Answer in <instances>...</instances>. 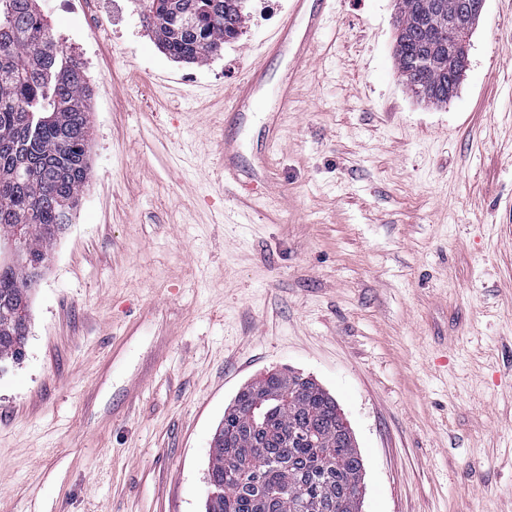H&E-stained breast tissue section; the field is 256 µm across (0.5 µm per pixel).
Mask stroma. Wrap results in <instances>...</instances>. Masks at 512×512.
Segmentation results:
<instances>
[{
    "label": "stroma",
    "instance_id": "stroma-1",
    "mask_svg": "<svg viewBox=\"0 0 512 512\" xmlns=\"http://www.w3.org/2000/svg\"><path fill=\"white\" fill-rule=\"evenodd\" d=\"M290 2L244 0L190 64L146 0H95L107 29L40 0L90 65L91 169L0 373V512H204L212 435L270 370L335 397L361 512H512V0H486L447 104L401 81L395 0H335L283 120L286 54L225 123ZM266 79L265 62L255 61L248 67L234 92L226 98V102L232 103L231 112L235 120H243L249 112L255 111L259 103L256 91Z\"/></svg>",
    "mask_w": 512,
    "mask_h": 512
}]
</instances>
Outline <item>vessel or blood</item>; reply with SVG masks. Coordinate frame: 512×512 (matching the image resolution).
Here are the masks:
<instances>
[{
	"label": "vessel or blood",
	"instance_id": "1",
	"mask_svg": "<svg viewBox=\"0 0 512 512\" xmlns=\"http://www.w3.org/2000/svg\"><path fill=\"white\" fill-rule=\"evenodd\" d=\"M328 20L325 9L312 10L308 8L307 0H293V9L281 25L277 39L268 48V56L275 57L285 48H292L290 69L293 74L302 72L310 66L311 45ZM266 79L265 62L256 61L248 67L229 97L235 120H243L249 112L255 111L259 103L257 90Z\"/></svg>",
	"mask_w": 512,
	"mask_h": 512
}]
</instances>
